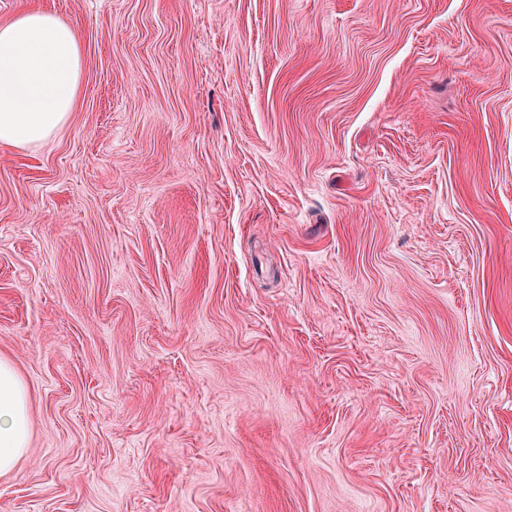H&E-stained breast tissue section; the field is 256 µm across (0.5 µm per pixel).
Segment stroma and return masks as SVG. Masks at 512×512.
<instances>
[{
    "instance_id": "1",
    "label": "stroma",
    "mask_w": 512,
    "mask_h": 512,
    "mask_svg": "<svg viewBox=\"0 0 512 512\" xmlns=\"http://www.w3.org/2000/svg\"><path fill=\"white\" fill-rule=\"evenodd\" d=\"M80 36L0 144V512H512V0H0ZM27 443L26 389L13 365L0 358V474L15 467Z\"/></svg>"
}]
</instances>
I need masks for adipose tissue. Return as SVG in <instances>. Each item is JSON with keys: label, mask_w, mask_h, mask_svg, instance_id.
<instances>
[{"label": "adipose tissue", "mask_w": 512, "mask_h": 512, "mask_svg": "<svg viewBox=\"0 0 512 512\" xmlns=\"http://www.w3.org/2000/svg\"><path fill=\"white\" fill-rule=\"evenodd\" d=\"M82 44L77 30L44 10L0 23V144L28 147L54 136L77 102ZM28 443L27 394L0 358V474Z\"/></svg>", "instance_id": "ef3b65f1"}]
</instances>
